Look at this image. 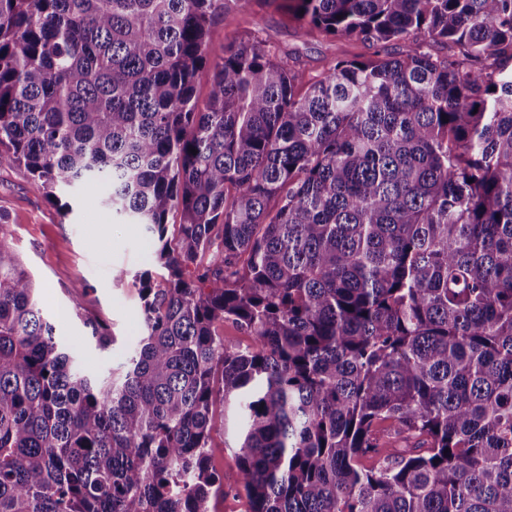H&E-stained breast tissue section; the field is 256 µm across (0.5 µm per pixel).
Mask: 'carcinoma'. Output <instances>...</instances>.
Listing matches in <instances>:
<instances>
[{"instance_id": "cac0c4a2", "label": "carcinoma", "mask_w": 512, "mask_h": 512, "mask_svg": "<svg viewBox=\"0 0 512 512\" xmlns=\"http://www.w3.org/2000/svg\"><path fill=\"white\" fill-rule=\"evenodd\" d=\"M249 2L0 0V166L107 182L166 271L93 379L0 214V512H209L218 406L252 512H512V0H285L376 48L314 81L209 59Z\"/></svg>"}]
</instances>
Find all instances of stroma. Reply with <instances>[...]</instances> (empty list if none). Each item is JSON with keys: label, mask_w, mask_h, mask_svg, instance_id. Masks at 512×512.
I'll return each instance as SVG.
<instances>
[{"label": "stroma", "mask_w": 512, "mask_h": 512, "mask_svg": "<svg viewBox=\"0 0 512 512\" xmlns=\"http://www.w3.org/2000/svg\"><path fill=\"white\" fill-rule=\"evenodd\" d=\"M257 37L295 55L308 77H318L331 58L363 59L372 48L348 36L304 35L283 7V0H250L231 23L212 26L208 52L224 53L231 37ZM104 183H86L68 192L69 213L61 210L33 184L26 169L0 166V212L8 221L7 245L34 278L41 306L54 323L58 339L70 349L80 369L108 376L127 362L142 335V318L135 274H159L151 235L145 225L131 223L106 205ZM125 269L130 277L116 281L113 273ZM82 291L83 317L72 309L73 288ZM110 325L114 341L99 349L90 322ZM232 437L216 419L209 443L210 462L224 476L223 493L214 496L210 512H252L238 486V469L230 447Z\"/></svg>", "instance_id": "1"}]
</instances>
